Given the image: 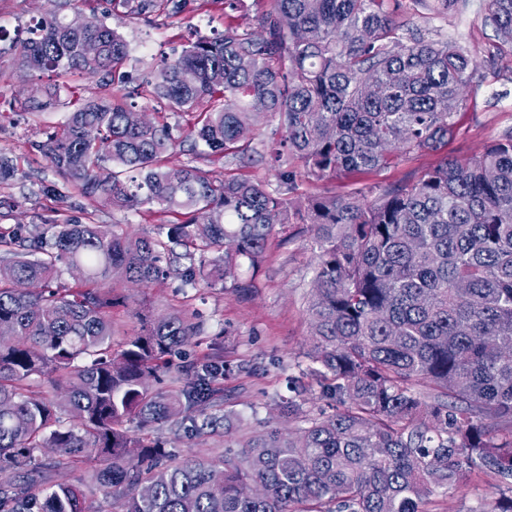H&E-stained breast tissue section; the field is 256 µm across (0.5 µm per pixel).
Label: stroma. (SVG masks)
<instances>
[{
    "label": "stroma",
    "mask_w": 512,
    "mask_h": 512,
    "mask_svg": "<svg viewBox=\"0 0 512 512\" xmlns=\"http://www.w3.org/2000/svg\"><path fill=\"white\" fill-rule=\"evenodd\" d=\"M47 9L46 0H0V29L5 32L0 38V155L12 158L19 169L11 184L0 186V229L20 225L34 234L45 223L61 224L88 215L95 223L116 224L132 235L158 233L161 225L170 223L169 215L144 208L134 212L109 207L91 213L87 201L79 195L59 203L39 191L41 181L55 180L56 175L30 143L63 121L67 107L61 104L47 110L39 126L34 127L22 116L12 114L11 102L26 94L32 85L48 80L45 74L22 71L15 50L16 40L26 38L28 29ZM262 9V0H241L237 11L228 16L219 0H186L177 20L161 13L133 19L122 11H112L107 22L123 35L129 47L125 78L105 86L75 76L70 80L71 89L84 99L132 90L148 71L162 59L178 55L188 42L219 36L231 21L244 27L255 26ZM484 11L485 0H459L447 14L436 17L429 15L422 0H403L400 18L417 24L423 34L438 30L461 40L472 55L481 59L489 52H497L499 44L495 31L482 22ZM498 54L495 72L474 82L465 92L466 102L458 114L461 131L448 145V155H477L494 137L512 131V55ZM437 162L434 156L410 155L369 173H352L333 180L302 178L293 197L302 207L310 199L324 195L361 192L372 199L387 188L419 177ZM310 236V227L301 218L277 225L252 278L253 288L245 297L229 288H185L172 276L138 287L121 275H113L114 343H121L127 334L139 329L137 316L141 313L155 317L189 313L198 325L196 336L175 355L169 372L152 380L153 388L165 390L178 385L181 366L213 359L258 367L256 374H244L224 383L220 405L241 418L231 437H203L188 442L172 439L167 429L154 430V437L165 439L168 449L177 456L224 450L229 441L249 436L261 421L296 429L299 418L286 417L278 409L290 395L288 381L292 378L309 386L304 411L315 415L325 408L311 374L313 365L305 357L312 333L306 306L315 275ZM491 496L489 478L476 474L460 493L435 494L429 510L481 512Z\"/></svg>",
    "instance_id": "1"
}]
</instances>
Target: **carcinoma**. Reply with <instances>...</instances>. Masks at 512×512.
<instances>
[{"instance_id": "carcinoma-1", "label": "carcinoma", "mask_w": 512, "mask_h": 512, "mask_svg": "<svg viewBox=\"0 0 512 512\" xmlns=\"http://www.w3.org/2000/svg\"><path fill=\"white\" fill-rule=\"evenodd\" d=\"M128 15L177 16L182 0H108ZM390 0H266L258 29L227 26L164 60L141 94L188 113L199 160L236 158L244 133L278 119L271 161L277 187L232 170L169 166L167 117L133 120L126 95L86 100L31 148L94 208L144 206L177 217L167 240L130 237L106 224L51 222L27 236L0 232V512H90L80 486L53 472L96 462L92 481L112 512H429L438 488L459 492L471 474L493 480L485 512H512V131L472 157L444 156L416 180L374 199L320 196L302 215L318 250L307 307V358L321 399L336 411L304 415L284 431L268 421L239 444L176 458L157 439L229 435L239 423L217 403L224 379L256 368L206 362L161 391L150 378L195 335L185 313L144 323L112 349V289L120 272L141 286L174 274L184 286L229 283L257 268L268 238L289 223L282 186L390 166L403 155H438L459 133L465 89L480 77L469 49L400 22ZM18 40L19 66L56 83L33 86L15 111L38 118L59 102L65 79H115L129 60L105 21L72 30L62 11ZM483 23L512 49V0H487ZM95 39V56L81 52ZM181 251H176V248ZM84 270L82 287L62 268ZM51 394L29 396L32 376ZM281 413L303 415L307 387L291 380ZM57 456L44 458L41 449Z\"/></svg>"}]
</instances>
